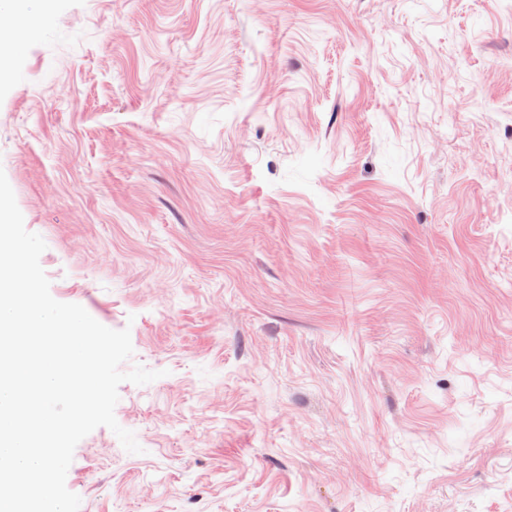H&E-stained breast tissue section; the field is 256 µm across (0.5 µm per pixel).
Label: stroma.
<instances>
[{"label":"stroma","instance_id":"stroma-1","mask_svg":"<svg viewBox=\"0 0 512 512\" xmlns=\"http://www.w3.org/2000/svg\"><path fill=\"white\" fill-rule=\"evenodd\" d=\"M19 50L50 292L162 373L80 512H512V0H56Z\"/></svg>","mask_w":512,"mask_h":512}]
</instances>
